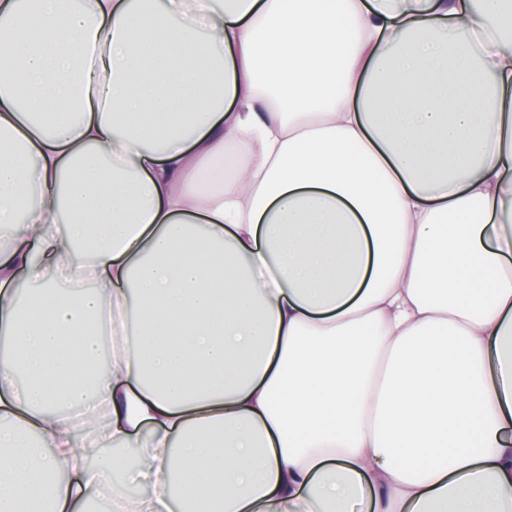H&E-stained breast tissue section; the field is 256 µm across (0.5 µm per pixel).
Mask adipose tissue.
I'll return each instance as SVG.
<instances>
[{
  "mask_svg": "<svg viewBox=\"0 0 512 512\" xmlns=\"http://www.w3.org/2000/svg\"><path fill=\"white\" fill-rule=\"evenodd\" d=\"M0 57V512H512V0H0Z\"/></svg>",
  "mask_w": 512,
  "mask_h": 512,
  "instance_id": "1",
  "label": "adipose tissue"
}]
</instances>
